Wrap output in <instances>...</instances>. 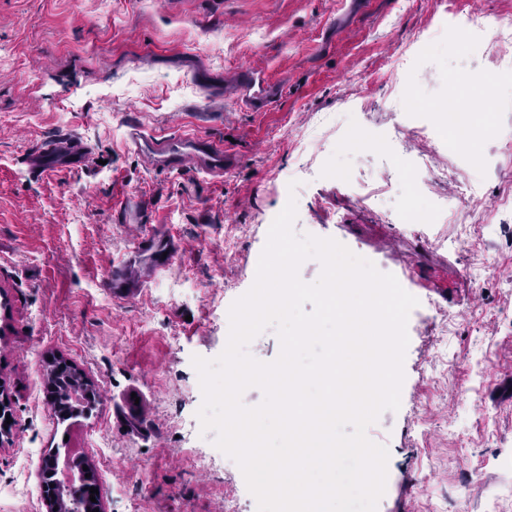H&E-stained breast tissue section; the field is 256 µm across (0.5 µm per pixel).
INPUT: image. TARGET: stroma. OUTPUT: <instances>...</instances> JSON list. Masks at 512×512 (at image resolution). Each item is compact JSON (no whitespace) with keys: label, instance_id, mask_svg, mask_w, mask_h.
Masks as SVG:
<instances>
[{"label":"stroma","instance_id":"1","mask_svg":"<svg viewBox=\"0 0 512 512\" xmlns=\"http://www.w3.org/2000/svg\"><path fill=\"white\" fill-rule=\"evenodd\" d=\"M512 22V0H0V386L13 426L0 439V512H46L43 457L86 449L106 512H257L239 467L204 446L193 357L226 347L231 304L253 285L269 221L285 206L296 133L322 113H354L366 134L349 150L317 137L318 160L347 180L296 173V234L332 238L417 298L398 411L367 436L389 452L377 512H512V84L483 47L428 49L460 5ZM408 64L420 102L493 76V109L475 141L409 136L391 74ZM270 92L242 107L246 75ZM184 133L226 143L238 162L215 177L148 165L127 144ZM70 138L84 164L35 171L46 141ZM425 156L448 183L414 174L431 203L476 182L460 223L392 224L405 175L382 149ZM387 182L383 202L358 200ZM149 197L144 227L121 223V199ZM183 245L171 267L124 302L104 279L140 229ZM98 394L61 420L48 397L54 360ZM143 412L126 414L130 391ZM205 456L199 468L196 456Z\"/></svg>","mask_w":512,"mask_h":512}]
</instances>
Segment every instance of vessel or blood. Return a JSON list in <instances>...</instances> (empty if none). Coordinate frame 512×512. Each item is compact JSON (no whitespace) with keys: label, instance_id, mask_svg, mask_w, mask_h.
<instances>
[{"label":"vessel or blood","instance_id":"b4317fda","mask_svg":"<svg viewBox=\"0 0 512 512\" xmlns=\"http://www.w3.org/2000/svg\"><path fill=\"white\" fill-rule=\"evenodd\" d=\"M129 143L149 157L155 166L166 170L193 167L196 171L220 175L233 164V156L214 140L194 134L175 138H156L144 135L138 125H131ZM85 153L79 146L51 140L41 145L38 166L42 169L71 166L81 162ZM181 249L178 240L163 233H139L126 258L113 263L104 286L113 299L122 300L138 292L143 272L161 273L169 268L172 258Z\"/></svg>","mask_w":512,"mask_h":512}]
</instances>
